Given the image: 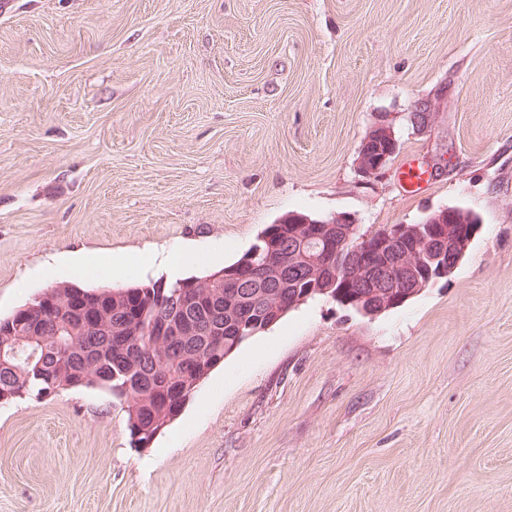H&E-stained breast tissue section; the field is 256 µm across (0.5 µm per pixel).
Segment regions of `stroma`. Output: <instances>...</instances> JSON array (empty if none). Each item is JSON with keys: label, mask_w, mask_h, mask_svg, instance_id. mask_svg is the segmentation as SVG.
I'll use <instances>...</instances> for the list:
<instances>
[{"label": "stroma", "mask_w": 512, "mask_h": 512, "mask_svg": "<svg viewBox=\"0 0 512 512\" xmlns=\"http://www.w3.org/2000/svg\"><path fill=\"white\" fill-rule=\"evenodd\" d=\"M381 120L399 149L366 178ZM412 160L440 167L415 193ZM449 207L480 225L447 280L375 316L291 310L148 447L99 391L0 405V512H512V0H8L1 316L73 252L82 285L148 284L169 245L229 264L291 211ZM118 254L140 270L101 274Z\"/></svg>", "instance_id": "35a3bbf8"}]
</instances>
